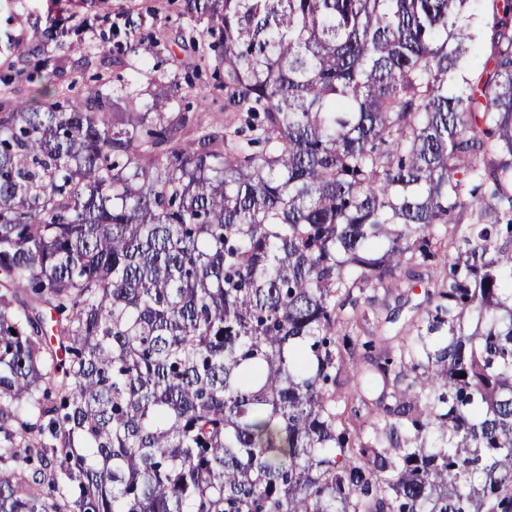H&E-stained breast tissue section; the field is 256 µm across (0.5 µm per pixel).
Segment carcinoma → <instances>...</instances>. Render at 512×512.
<instances>
[{
	"label": "carcinoma",
	"instance_id": "cac0c4a2",
	"mask_svg": "<svg viewBox=\"0 0 512 512\" xmlns=\"http://www.w3.org/2000/svg\"><path fill=\"white\" fill-rule=\"evenodd\" d=\"M469 2L203 0L239 125L190 140L0 101V512H512V0ZM415 293L418 295L413 296L411 301L403 307L399 315V320L395 324H386L384 328V334L386 336H393L398 332L403 334L410 328L419 311L417 305L423 300L420 288H416Z\"/></svg>",
	"mask_w": 512,
	"mask_h": 512
}]
</instances>
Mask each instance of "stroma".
I'll use <instances>...</instances> for the list:
<instances>
[{"label":"stroma","instance_id":"1","mask_svg":"<svg viewBox=\"0 0 512 512\" xmlns=\"http://www.w3.org/2000/svg\"><path fill=\"white\" fill-rule=\"evenodd\" d=\"M211 22L185 0H0V95L26 105L82 97L86 86L143 102L184 78L194 60L182 35L203 38ZM157 40V55L126 51L129 32ZM203 127L223 128V99L201 88L183 102Z\"/></svg>","mask_w":512,"mask_h":512}]
</instances>
